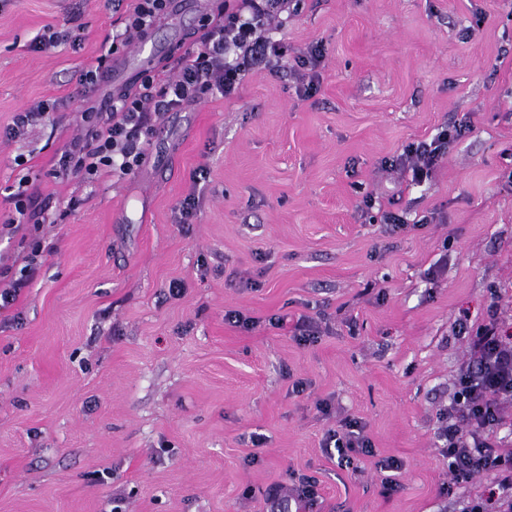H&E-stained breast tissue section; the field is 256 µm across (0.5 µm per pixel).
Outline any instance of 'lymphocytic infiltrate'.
Returning <instances> with one entry per match:
<instances>
[{
    "instance_id": "1",
    "label": "lymphocytic infiltrate",
    "mask_w": 512,
    "mask_h": 512,
    "mask_svg": "<svg viewBox=\"0 0 512 512\" xmlns=\"http://www.w3.org/2000/svg\"><path fill=\"white\" fill-rule=\"evenodd\" d=\"M300 0H229L217 12L205 15L191 49L173 64H159L142 73L134 85L110 92L106 106H84L78 116L79 134L66 145L54 171L58 177L94 180L100 168L125 177L143 164L156 120L191 101L208 96L232 95L246 73L270 63H286L288 72L305 80L324 57L322 45L289 56L286 44L274 38V23L281 14L297 11ZM170 0H133L104 53L82 69L81 84L95 86L106 76L108 57L134 40L147 36L167 13ZM461 133L449 125L431 139L408 145L393 159L408 182L430 183L448 153L451 140ZM11 207L12 229L39 228L44 209L27 179L4 197ZM43 264V251L32 246L19 273L0 268L9 285L0 289V311L10 309L21 292L35 282ZM501 297L493 295L487 319L478 324L459 320L458 330L469 338L463 367L447 404L441 410L437 434L441 455L448 462L451 484L490 477L489 494L468 499L463 512H512V444L497 435L512 423V337L502 327ZM327 456L352 462L354 455L372 454L365 425L343 418L322 441Z\"/></svg>"
}]
</instances>
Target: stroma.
I'll list each match as a JSON object with an SVG mask.
<instances>
[{
	"mask_svg": "<svg viewBox=\"0 0 512 512\" xmlns=\"http://www.w3.org/2000/svg\"><path fill=\"white\" fill-rule=\"evenodd\" d=\"M180 2L131 47L129 75L190 49L202 12ZM120 26L104 0H0V187L29 176L48 205L39 277L0 312V512H111L116 497L122 512H264L266 489L302 474L314 512H462L490 481L449 486L436 433L458 319L482 322L494 288L512 307V0H302L278 35L292 56L322 43L316 91L259 69L231 98L166 113L134 174L53 177L78 105L104 95L79 74ZM48 27L81 41L31 50ZM41 101L49 120L10 137ZM453 120L471 129L429 185L385 169ZM387 211L411 229L385 235ZM315 313L319 339L297 344ZM346 416L375 451L347 467L321 447ZM321 318L300 316L294 324L293 339L297 344L307 345L315 342L320 332Z\"/></svg>",
	"mask_w": 512,
	"mask_h": 512,
	"instance_id": "1",
	"label": "stroma"
}]
</instances>
